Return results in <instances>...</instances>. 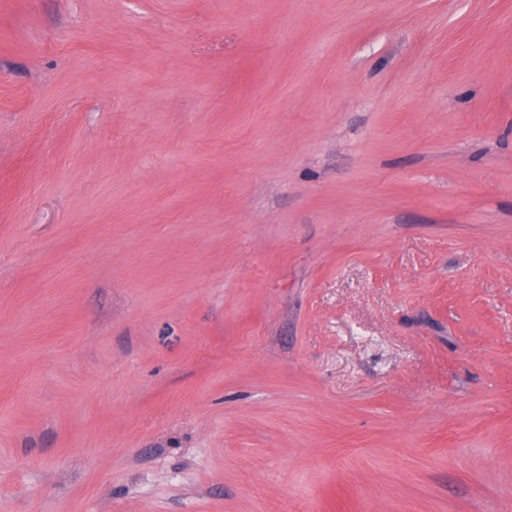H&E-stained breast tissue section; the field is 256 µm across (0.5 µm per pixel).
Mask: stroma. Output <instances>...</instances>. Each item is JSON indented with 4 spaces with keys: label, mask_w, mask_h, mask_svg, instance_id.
<instances>
[{
    "label": "stroma",
    "mask_w": 512,
    "mask_h": 512,
    "mask_svg": "<svg viewBox=\"0 0 512 512\" xmlns=\"http://www.w3.org/2000/svg\"><path fill=\"white\" fill-rule=\"evenodd\" d=\"M0 512H512V0H0Z\"/></svg>",
    "instance_id": "stroma-1"
}]
</instances>
